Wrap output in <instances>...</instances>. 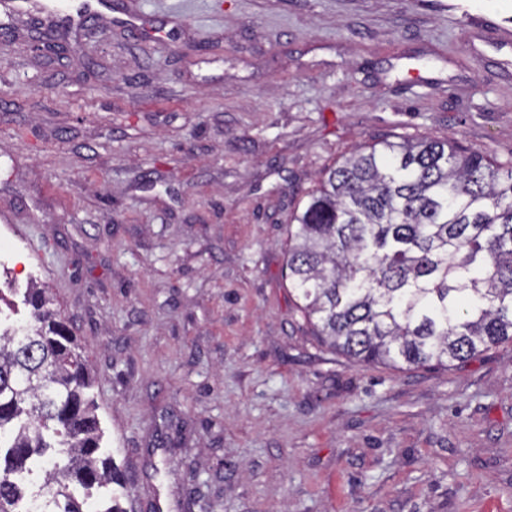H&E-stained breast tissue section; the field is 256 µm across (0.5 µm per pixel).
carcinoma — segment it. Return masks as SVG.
I'll return each mask as SVG.
<instances>
[{
    "label": "carcinoma",
    "mask_w": 512,
    "mask_h": 512,
    "mask_svg": "<svg viewBox=\"0 0 512 512\" xmlns=\"http://www.w3.org/2000/svg\"><path fill=\"white\" fill-rule=\"evenodd\" d=\"M288 285L317 336L362 364L446 366L512 343V160L455 140H382L330 168L293 217ZM0 327V512L44 469L40 512L119 484L102 457L95 377L46 291Z\"/></svg>",
    "instance_id": "cac0c4a2"
}]
</instances>
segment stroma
<instances>
[{"mask_svg": "<svg viewBox=\"0 0 512 512\" xmlns=\"http://www.w3.org/2000/svg\"><path fill=\"white\" fill-rule=\"evenodd\" d=\"M131 0L0 21V289L92 364L125 512H512V344L362 365L285 279L321 171L400 136L512 158V0Z\"/></svg>", "mask_w": 512, "mask_h": 512, "instance_id": "35a3bbf8", "label": "stroma"}]
</instances>
